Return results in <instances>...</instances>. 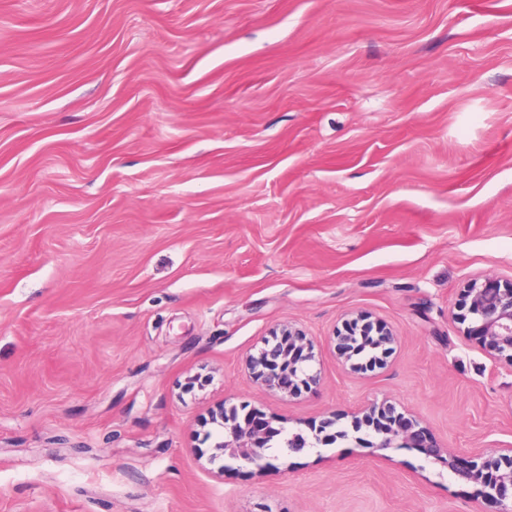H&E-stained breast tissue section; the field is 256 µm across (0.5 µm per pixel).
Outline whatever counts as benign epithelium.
Returning a JSON list of instances; mask_svg holds the SVG:
<instances>
[{"label": "benign epithelium", "mask_w": 512, "mask_h": 512, "mask_svg": "<svg viewBox=\"0 0 512 512\" xmlns=\"http://www.w3.org/2000/svg\"><path fill=\"white\" fill-rule=\"evenodd\" d=\"M457 320L467 340L481 347L494 364L512 371V278L484 276L470 280L463 289ZM334 341L340 359L351 363L355 372L367 373L384 367L395 336L383 321L361 314L336 328ZM313 362L312 344L305 332L288 324L261 341L257 352L247 358V368L266 389L295 397L319 384ZM212 420L225 429L224 454L229 459L265 468L262 450L281 435L282 429L273 427L272 420L247 403L233 405L229 413L221 411ZM331 426L330 422L324 423L310 438L301 432L292 433L290 450L300 452L314 441L330 445L345 436L342 431H327ZM364 426L377 435V447L416 448L426 459L473 483L476 503L489 505L494 512H512V448H503L489 457L452 453L393 404L361 408L354 427L358 430Z\"/></svg>", "instance_id": "obj_1"}]
</instances>
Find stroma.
<instances>
[{"label":"stroma","mask_w":512,"mask_h":512,"mask_svg":"<svg viewBox=\"0 0 512 512\" xmlns=\"http://www.w3.org/2000/svg\"><path fill=\"white\" fill-rule=\"evenodd\" d=\"M475 276H512V0H0V512H472L352 413L512 446ZM361 311L398 337L367 374ZM288 322L295 398L245 367ZM243 401L346 436L219 468ZM364 336L373 352L367 356H354L355 338ZM337 356L344 362H351V368L357 373L373 372L386 364L392 352L395 336L392 330L381 320L372 319L367 314L345 320L334 333ZM353 359L357 362H353Z\"/></svg>","instance_id":"1"}]
</instances>
